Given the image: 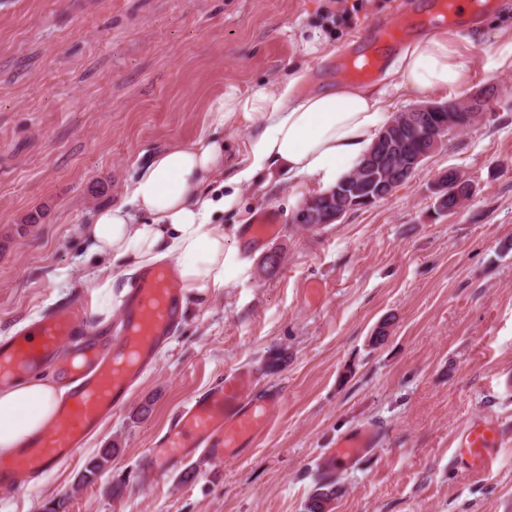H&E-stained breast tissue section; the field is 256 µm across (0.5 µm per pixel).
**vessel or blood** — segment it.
I'll use <instances>...</instances> for the list:
<instances>
[{
    "instance_id": "1",
    "label": "vessel or blood",
    "mask_w": 512,
    "mask_h": 512,
    "mask_svg": "<svg viewBox=\"0 0 512 512\" xmlns=\"http://www.w3.org/2000/svg\"><path fill=\"white\" fill-rule=\"evenodd\" d=\"M430 23L459 29L463 23L462 0H429ZM418 29L404 11L388 21L365 28L357 38V51L344 73L365 83L383 72L388 50L408 42ZM279 231L276 217L259 214L245 229L247 237L264 241ZM182 291L174 266L147 268L131 288L118 331L87 336L83 305L73 304L43 315L31 326L0 341V385H8L56 366L67 376L69 390L48 426L11 455L0 456V495L16 493L22 478L36 479L69 461L76 451L127 400L133 382L154 360L173 335L179 317ZM71 357L60 360L62 346ZM253 379L238 369L223 383L195 396L154 448L147 451L150 470L165 475L189 464L202 453L215 461H232L265 430L280 397L252 399ZM376 432L366 427L337 440L332 453L352 463L372 447ZM502 432L496 421L467 424L455 448L461 470L490 473L497 461Z\"/></svg>"
}]
</instances>
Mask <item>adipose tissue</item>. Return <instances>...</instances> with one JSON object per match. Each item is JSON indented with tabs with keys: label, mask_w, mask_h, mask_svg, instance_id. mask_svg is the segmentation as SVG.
<instances>
[{
	"label": "adipose tissue",
	"mask_w": 512,
	"mask_h": 512,
	"mask_svg": "<svg viewBox=\"0 0 512 512\" xmlns=\"http://www.w3.org/2000/svg\"><path fill=\"white\" fill-rule=\"evenodd\" d=\"M466 69L444 35L414 45L396 61L401 85L422 93L461 84ZM294 87L291 81L277 91L259 85L217 101L216 125L242 121L257 129L229 182L218 179L224 170L221 137L175 142L150 158L121 198L95 211L82 227L92 258L83 276L92 317L106 319L112 312L116 263L133 273L174 259L183 294L200 299L245 274L246 264L224 247L223 225L213 221L236 200L225 193L226 184L242 187L279 172L327 190L360 162L387 121L386 101L351 83L306 95L294 94ZM58 395L55 384L41 378L0 388V455L46 427Z\"/></svg>",
	"instance_id": "obj_1"
}]
</instances>
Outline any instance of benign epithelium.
Returning a JSON list of instances; mask_svg holds the SVG:
<instances>
[{"label": "benign epithelium", "mask_w": 512, "mask_h": 512, "mask_svg": "<svg viewBox=\"0 0 512 512\" xmlns=\"http://www.w3.org/2000/svg\"><path fill=\"white\" fill-rule=\"evenodd\" d=\"M470 126L486 116L485 96L480 90L465 98ZM445 105L426 102L398 112L378 133L364 165L352 178L341 181L327 192L306 201L298 215L301 224H333L345 213L366 207L392 193L399 179L412 176L430 155L457 132L453 121L444 116ZM469 179L463 171L450 168L440 173L433 185L434 205L441 213L457 212L463 202H448V184Z\"/></svg>", "instance_id": "1"}]
</instances>
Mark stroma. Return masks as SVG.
<instances>
[{"mask_svg":"<svg viewBox=\"0 0 512 512\" xmlns=\"http://www.w3.org/2000/svg\"><path fill=\"white\" fill-rule=\"evenodd\" d=\"M449 38L464 81L420 95L393 90L391 112L490 90L487 118L453 135L409 181L340 221L297 214L320 194L273 179L245 186L215 218L247 271L207 302L187 297L177 332L125 407L63 466L0 497V512H308L330 470L331 512H512V445L485 476L460 472L455 440L487 415L512 430V0ZM399 0H0V338L53 309L89 301L81 237L153 152L214 133L232 175L253 130L216 129L213 103L291 67L298 93L336 88V53ZM457 168L477 191L435 213L436 176ZM278 234L247 242L261 210ZM280 262L265 273L270 253ZM320 288L312 297L310 288ZM277 349V368L267 359ZM238 368L253 393L281 394L256 445L195 475L157 476L142 457L177 411ZM377 432L354 465L331 454L343 435ZM115 447L94 483L86 463Z\"/></svg>","mask_w":512,"mask_h":512,"instance_id":"obj_1","label":"stroma"}]
</instances>
